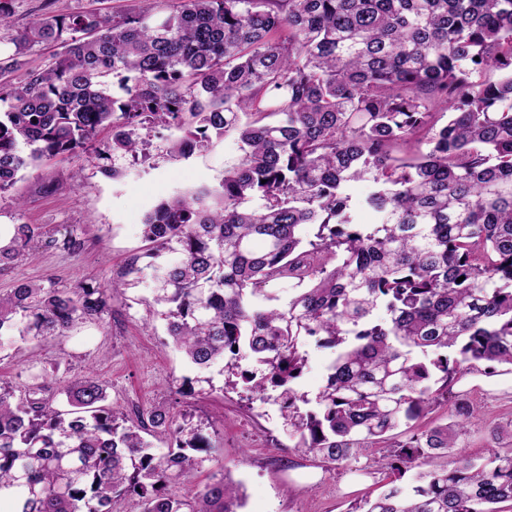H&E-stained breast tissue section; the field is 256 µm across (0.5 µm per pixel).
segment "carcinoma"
<instances>
[{
  "instance_id": "1",
  "label": "carcinoma",
  "mask_w": 512,
  "mask_h": 512,
  "mask_svg": "<svg viewBox=\"0 0 512 512\" xmlns=\"http://www.w3.org/2000/svg\"><path fill=\"white\" fill-rule=\"evenodd\" d=\"M41 44L62 48L54 65L26 67ZM14 46L0 59V190L104 126L112 152L133 156L147 146L138 129L172 130L183 159L237 133L241 158L218 186L146 215L147 304L193 369L223 362L225 385L278 391L297 451L346 465L421 418L432 385L512 367V0H171L162 15L38 16ZM485 69L497 78L471 80ZM360 180L371 191L356 203ZM43 236L16 225L0 267ZM279 281L300 292L266 304ZM124 287L20 283L0 297V348L100 320ZM307 338L335 351L313 409L294 387ZM244 349L253 367L241 370ZM208 384L186 377L176 394ZM46 391L0 385V512H113L126 496L141 512H241L228 473L177 493L209 448L190 421L156 408L129 419L91 374L67 387L66 410ZM474 413L461 400L450 424L392 444L385 467L424 471L361 512L512 503V455L437 463ZM152 428L171 436L166 450Z\"/></svg>"
}]
</instances>
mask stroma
<instances>
[{
	"mask_svg": "<svg viewBox=\"0 0 512 512\" xmlns=\"http://www.w3.org/2000/svg\"><path fill=\"white\" fill-rule=\"evenodd\" d=\"M170 0H7L11 24L0 27V57L14 50L13 39L34 17L68 15L96 9L106 14L145 6L168 10ZM148 141L141 158L112 152V130L101 129L89 150L47 158L22 172L0 191V240L10 241L18 224H39L55 246L31 243L27 257L0 269V294L21 281L76 288L86 283L111 284L126 278L128 261L144 256L148 244L143 220L160 201L218 186L224 171L239 158L235 133L212 139L187 159L167 151L169 131L140 130ZM76 238L78 250L60 241ZM152 283L142 279L117 295L111 314L85 323L67 336L17 340L0 348V383L21 389L41 368H48L49 395L64 407L70 377L93 370L107 387V402L124 414L156 407L200 425L213 448L180 492L192 495L212 475L229 472L245 491L243 512H353L364 494L378 493L387 469L362 457L344 467L296 452L281 430L276 405L221 393L223 375L213 377L215 390L176 401L170 391L192 370L170 341L165 325L146 303ZM472 404L477 415L457 439L455 456L475 463L490 452L512 453V373L461 376L447 399L438 401L422 428L449 423L457 400Z\"/></svg>",
	"mask_w": 512,
	"mask_h": 512,
	"instance_id": "stroma-1",
	"label": "stroma"
}]
</instances>
